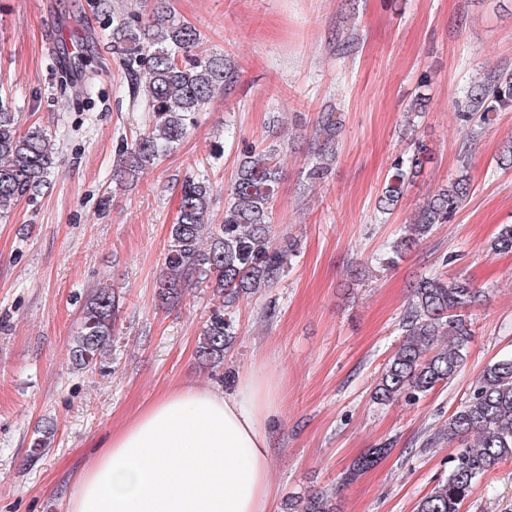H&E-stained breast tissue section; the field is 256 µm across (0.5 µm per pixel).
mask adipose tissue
<instances>
[{
    "label": "adipose tissue",
    "instance_id": "1",
    "mask_svg": "<svg viewBox=\"0 0 512 512\" xmlns=\"http://www.w3.org/2000/svg\"><path fill=\"white\" fill-rule=\"evenodd\" d=\"M279 405L263 367L230 394L176 386L98 445L66 512H269Z\"/></svg>",
    "mask_w": 512,
    "mask_h": 512
}]
</instances>
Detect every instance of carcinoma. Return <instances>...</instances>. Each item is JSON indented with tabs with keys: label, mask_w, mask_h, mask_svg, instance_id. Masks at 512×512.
Returning a JSON list of instances; mask_svg holds the SVG:
<instances>
[{
	"label": "carcinoma",
	"mask_w": 512,
	"mask_h": 512,
	"mask_svg": "<svg viewBox=\"0 0 512 512\" xmlns=\"http://www.w3.org/2000/svg\"><path fill=\"white\" fill-rule=\"evenodd\" d=\"M200 33L169 9H161L145 24L128 16L112 18V50L126 70L133 101L144 99L155 122L129 145L122 146L121 163L112 169V182L136 181L184 140L196 115L212 99L237 82L238 67L225 55L192 51ZM466 121L474 115L488 124L490 113L512 105V74L489 76L467 92ZM341 120L332 110L318 113L314 124V158L307 171L312 183L325 181L336 158ZM285 143L277 140L257 151L244 148L234 182L224 194V220L214 223L213 185L204 175L188 176L181 188L177 222L171 225L164 261L155 284L161 306H175L185 292L199 285L213 289L220 304L206 321L196 347L199 367L224 364V351L236 329L226 310L242 297L272 287L297 256L299 242L275 238L273 202L283 179ZM424 145L396 159L389 172L379 208L393 209L421 171ZM52 136L40 127L20 129L18 113L0 97V219L24 198L36 197L55 168ZM469 183L460 175L436 191L415 213L391 246L390 261L401 258L446 224L468 195ZM491 250L512 253V224H505ZM483 291L467 279L433 275L416 282L402 320L403 340L386 363L375 399L416 402L447 383L463 364L471 342L470 311ZM119 296L110 285L94 289L85 301L73 336L69 358L73 368L89 371L103 361L114 336ZM55 429L44 425L34 434L29 459L36 463L54 443ZM457 444L448 477L424 496L416 512H460L475 482L504 461L512 460V355L488 364L476 379L469 398L430 434L425 446ZM390 452L370 448L343 473L340 485L353 483ZM291 512H336L333 493H317Z\"/></svg>",
	"instance_id": "cac0c4a2"
}]
</instances>
